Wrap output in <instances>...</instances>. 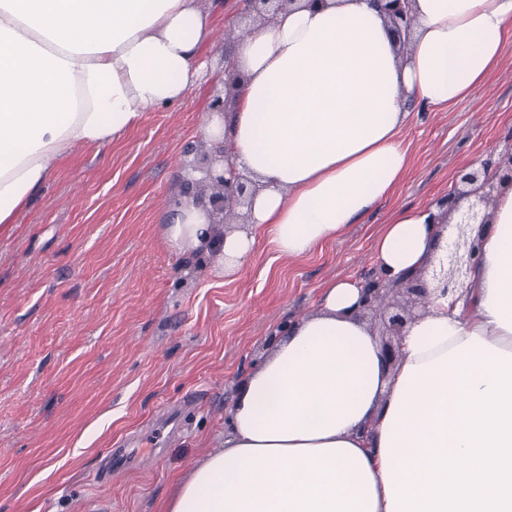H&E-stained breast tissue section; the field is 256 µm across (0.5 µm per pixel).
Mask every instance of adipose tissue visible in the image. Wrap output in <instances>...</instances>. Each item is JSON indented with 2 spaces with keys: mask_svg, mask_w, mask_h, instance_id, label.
I'll use <instances>...</instances> for the list:
<instances>
[{
  "mask_svg": "<svg viewBox=\"0 0 512 512\" xmlns=\"http://www.w3.org/2000/svg\"><path fill=\"white\" fill-rule=\"evenodd\" d=\"M412 8L403 52L378 0H295L241 42L232 109L204 128L257 186L244 227L224 234L225 274L261 238L302 257L377 210L411 166L405 103L466 101L512 46V0ZM214 34L200 0H0V224L76 147L111 146L181 101ZM456 218L404 209L375 240L379 272L432 291L396 363L355 315L359 282L331 285L240 381L223 448L165 512H512V184L471 229L480 261L452 302L433 269ZM213 235L204 207H169L175 253L207 252Z\"/></svg>",
  "mask_w": 512,
  "mask_h": 512,
  "instance_id": "ef3b65f1",
  "label": "adipose tissue"
}]
</instances>
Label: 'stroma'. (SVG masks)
<instances>
[{
  "label": "stroma",
  "mask_w": 512,
  "mask_h": 512,
  "mask_svg": "<svg viewBox=\"0 0 512 512\" xmlns=\"http://www.w3.org/2000/svg\"><path fill=\"white\" fill-rule=\"evenodd\" d=\"M203 78L112 146L75 148L17 223L0 225V512H160L221 445L239 379L326 286L373 272L396 209L512 152V46L467 101L412 112V165L392 196L321 251L261 242L235 275L180 257L166 204L202 167Z\"/></svg>",
  "instance_id": "stroma-1"
}]
</instances>
